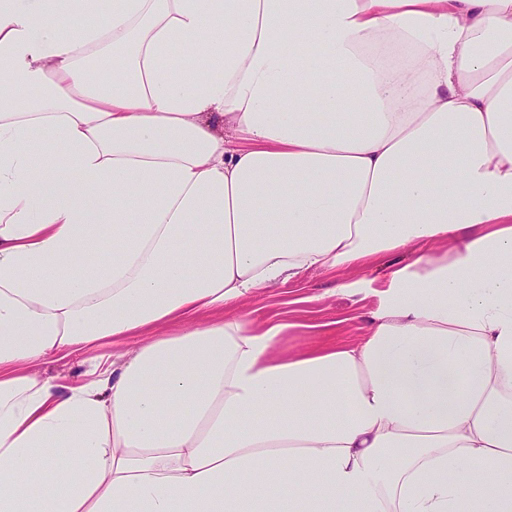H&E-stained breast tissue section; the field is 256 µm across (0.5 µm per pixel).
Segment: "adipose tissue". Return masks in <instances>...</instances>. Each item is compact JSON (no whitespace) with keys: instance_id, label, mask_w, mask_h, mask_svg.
Wrapping results in <instances>:
<instances>
[{"instance_id":"1","label":"adipose tissue","mask_w":512,"mask_h":512,"mask_svg":"<svg viewBox=\"0 0 512 512\" xmlns=\"http://www.w3.org/2000/svg\"><path fill=\"white\" fill-rule=\"evenodd\" d=\"M101 5L0 0V512H512V0ZM413 248L400 254L380 257L371 264L343 273L350 280L361 279L362 288L355 294H343L333 289L338 275L332 272L311 269L286 285H278L265 291L250 316L255 327L282 323L290 327L276 339L275 347L283 354H294L305 347L329 340L354 341L360 336L359 326L364 317L375 310L387 288V265L403 266L412 259ZM392 264V265H391ZM321 297L320 299H312ZM339 325L312 329L309 324L344 320ZM83 357L71 356L64 359L49 361L40 366V372L51 378L65 379L77 382L83 378L87 365L82 362Z\"/></svg>"}]
</instances>
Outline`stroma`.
Here are the masks:
<instances>
[{"mask_svg":"<svg viewBox=\"0 0 512 512\" xmlns=\"http://www.w3.org/2000/svg\"><path fill=\"white\" fill-rule=\"evenodd\" d=\"M412 249L380 257L371 264L349 272V279L362 280L354 294L335 289L337 276L332 272L309 270L285 285L267 289L258 301L251 319L255 327L285 324L286 330L275 342L284 354L332 339L356 340L366 315L375 310L387 287L388 265L402 266L412 259ZM336 322L335 330H324L326 322Z\"/></svg>","mask_w":512,"mask_h":512,"instance_id":"35a3bbf8","label":"stroma"}]
</instances>
